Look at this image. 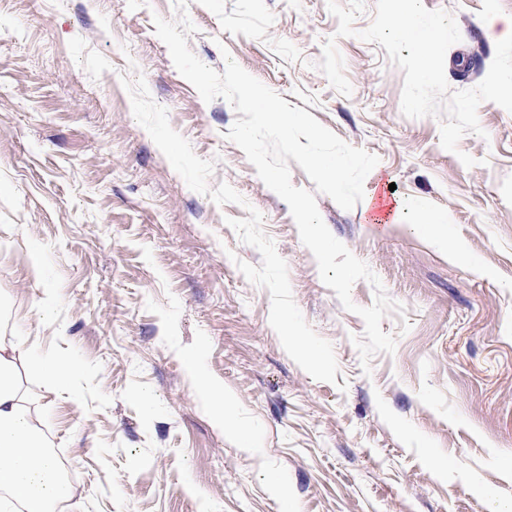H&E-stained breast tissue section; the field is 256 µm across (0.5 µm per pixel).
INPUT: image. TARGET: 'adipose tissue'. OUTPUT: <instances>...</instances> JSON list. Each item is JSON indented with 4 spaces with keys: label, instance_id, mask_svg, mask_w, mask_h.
<instances>
[{
    "label": "adipose tissue",
    "instance_id": "1",
    "mask_svg": "<svg viewBox=\"0 0 512 512\" xmlns=\"http://www.w3.org/2000/svg\"><path fill=\"white\" fill-rule=\"evenodd\" d=\"M23 364L49 377L60 390L69 387L75 374L70 364L39 358L16 342L0 338V512H55L71 498L72 490L55 479V460L19 386ZM199 387L213 404L214 424L224 431L235 430L233 403L223 388L204 376ZM235 432L240 446L252 447L248 433Z\"/></svg>",
    "mask_w": 512,
    "mask_h": 512
}]
</instances>
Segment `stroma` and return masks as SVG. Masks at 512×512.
<instances>
[{
	"label": "stroma",
	"mask_w": 512,
	"mask_h": 512,
	"mask_svg": "<svg viewBox=\"0 0 512 512\" xmlns=\"http://www.w3.org/2000/svg\"><path fill=\"white\" fill-rule=\"evenodd\" d=\"M423 4L461 34L450 90L476 87L512 0ZM375 8L340 37L327 0L187 4L204 64L233 59L379 159L353 209L316 196L403 308L365 367L362 318L228 140L233 106L157 37L175 0H0V336L76 369L61 394L22 375L72 488L61 512H512V113L480 103L481 134L443 149L441 117L404 116L403 71L357 36ZM331 37L347 97L315 68ZM402 201L446 216L447 247L393 220ZM196 354L254 447L214 427Z\"/></svg>",
	"instance_id": "obj_1"
}]
</instances>
